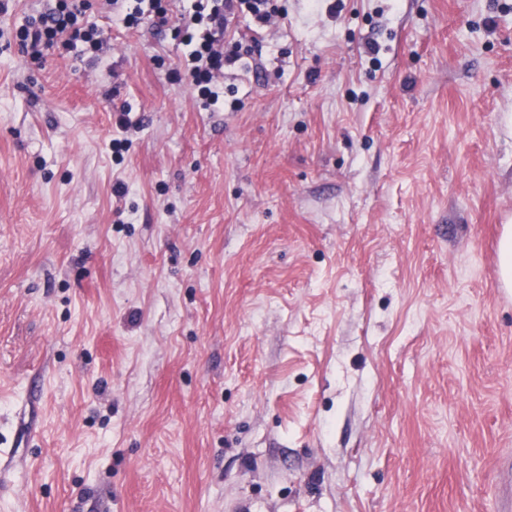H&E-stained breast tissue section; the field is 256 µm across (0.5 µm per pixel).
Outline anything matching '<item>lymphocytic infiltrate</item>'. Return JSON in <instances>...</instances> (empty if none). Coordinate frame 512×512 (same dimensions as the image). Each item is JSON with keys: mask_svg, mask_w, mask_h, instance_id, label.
I'll use <instances>...</instances> for the list:
<instances>
[{"mask_svg": "<svg viewBox=\"0 0 512 512\" xmlns=\"http://www.w3.org/2000/svg\"><path fill=\"white\" fill-rule=\"evenodd\" d=\"M167 4L168 0H148L144 7L132 5L131 0H56L55 7L28 15L16 38L30 59L39 62L45 50L77 42L85 43L90 52H99L102 31L94 20L99 13L110 15L113 23L127 29L147 23L159 30L170 26L187 47L172 79L188 77L206 105H217L218 79L241 58L242 43L229 32L232 22L242 18L259 26L268 24L274 13L271 0H194L174 26L169 23Z\"/></svg>", "mask_w": 512, "mask_h": 512, "instance_id": "1", "label": "lymphocytic infiltrate"}]
</instances>
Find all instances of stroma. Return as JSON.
Segmentation results:
<instances>
[{
    "label": "stroma",
    "mask_w": 512,
    "mask_h": 512,
    "mask_svg": "<svg viewBox=\"0 0 512 512\" xmlns=\"http://www.w3.org/2000/svg\"><path fill=\"white\" fill-rule=\"evenodd\" d=\"M34 2L0 512H512V0H277L212 110L170 30L31 61Z\"/></svg>",
    "instance_id": "stroma-1"
}]
</instances>
